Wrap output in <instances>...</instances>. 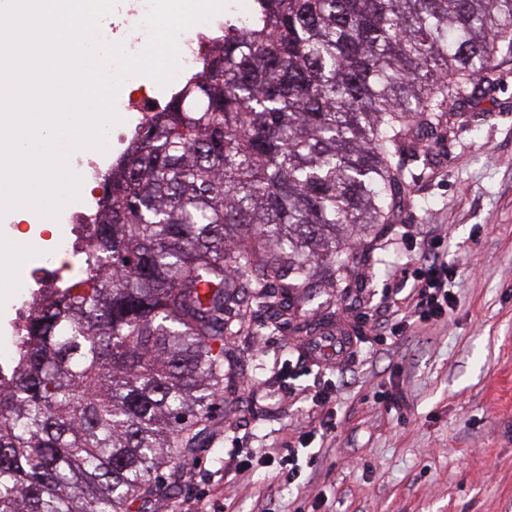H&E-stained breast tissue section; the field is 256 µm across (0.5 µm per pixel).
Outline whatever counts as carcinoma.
I'll return each instance as SVG.
<instances>
[{"label": "carcinoma", "mask_w": 512, "mask_h": 512, "mask_svg": "<svg viewBox=\"0 0 512 512\" xmlns=\"http://www.w3.org/2000/svg\"><path fill=\"white\" fill-rule=\"evenodd\" d=\"M105 179L85 269L29 304L0 367V512H135L192 454L224 313L274 316L391 227L403 157L473 111L512 0H255Z\"/></svg>", "instance_id": "cac0c4a2"}]
</instances>
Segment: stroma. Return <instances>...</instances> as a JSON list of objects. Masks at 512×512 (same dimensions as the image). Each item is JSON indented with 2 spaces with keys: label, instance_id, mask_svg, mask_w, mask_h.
Here are the masks:
<instances>
[{
  "label": "stroma",
  "instance_id": "35a3bbf8",
  "mask_svg": "<svg viewBox=\"0 0 512 512\" xmlns=\"http://www.w3.org/2000/svg\"><path fill=\"white\" fill-rule=\"evenodd\" d=\"M497 75L443 130L433 169L406 164L409 200L390 231L356 242L346 286L322 284L276 319L225 315L201 443L162 469L144 512H512L511 57ZM436 258L454 272L452 307L412 322L413 272ZM339 319L349 354L311 362L300 321ZM305 435L291 483L277 460Z\"/></svg>",
  "mask_w": 512,
  "mask_h": 512
}]
</instances>
